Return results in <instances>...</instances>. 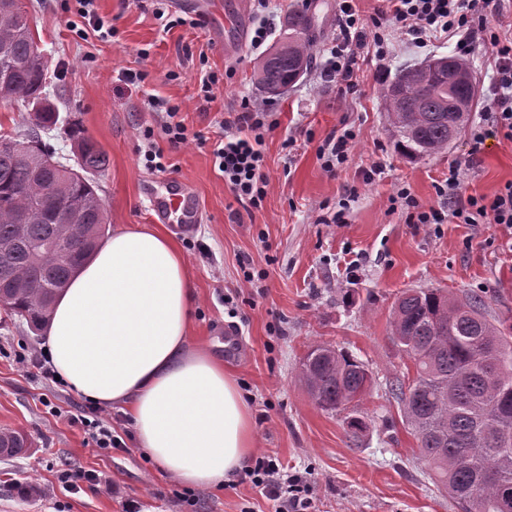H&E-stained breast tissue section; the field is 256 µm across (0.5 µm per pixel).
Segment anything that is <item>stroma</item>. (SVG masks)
<instances>
[{
    "mask_svg": "<svg viewBox=\"0 0 512 512\" xmlns=\"http://www.w3.org/2000/svg\"><path fill=\"white\" fill-rule=\"evenodd\" d=\"M35 40L49 65L50 101L56 128L42 141L63 163L76 165V137L95 141L107 154L96 190L107 210L108 232L131 224L154 225L143 184L190 183L202 205L192 232L163 225L187 261L194 290L192 347L223 360L253 412L257 451L290 470L308 472L316 512H458L455 501L426 477L417 441L388 391L409 361L391 340V311L410 288H444L487 297L488 311L512 318V251L497 224H410L392 198L410 188L424 206L440 207L436 187L454 162H468L464 195H493L512 181V141L488 134L474 148L462 131L447 151L409 161L393 145L374 65H361L355 92L323 84L310 70L283 95L265 94L255 81L261 50L250 45L255 23L273 17L276 42L292 11L314 16L321 57L337 26L336 0H166L167 13L186 25L163 31L154 0H98L115 37L80 38L69 31L66 0H22ZM384 62L388 77L433 56L454 54V41L437 37L417 48L393 39ZM141 81H120L124 71ZM218 78L209 107H202L200 74ZM154 95L180 105L192 131L213 132L215 118L242 98L267 105L279 126L265 136L270 173L261 208L238 203L213 167L211 148L191 141L163 149L166 171L145 168L140 150L145 126L159 119L144 103ZM353 130L347 162L327 175L317 148L330 132ZM293 147H285L287 137ZM380 174H373V167ZM345 221L332 223L337 211ZM232 327L242 352L226 358L217 333ZM44 346L24 319L0 309V428L25 431L31 448L0 458V512H122L127 500L141 512H271V503L250 482L210 489L202 510L190 488L159 470L136 443L128 417L105 409L126 449L95 448L79 419L85 399L70 388L25 373L14 361L18 341ZM329 344L365 363L373 385L360 402L369 428L351 447L342 416L321 411L298 380L308 349ZM93 471L114 494L91 489L72 493L62 470ZM36 492L24 495L19 485Z\"/></svg>",
    "mask_w": 512,
    "mask_h": 512,
    "instance_id": "obj_1",
    "label": "stroma"
}]
</instances>
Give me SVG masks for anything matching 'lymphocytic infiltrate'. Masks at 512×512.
<instances>
[{
	"label": "lymphocytic infiltrate",
	"instance_id": "obj_1",
	"mask_svg": "<svg viewBox=\"0 0 512 512\" xmlns=\"http://www.w3.org/2000/svg\"><path fill=\"white\" fill-rule=\"evenodd\" d=\"M386 11L364 19L353 0H339V23L326 51L319 77L351 90L356 86L359 62L365 58L384 61L390 54L391 31L407 35L410 44L425 47L429 38L442 34L455 39L456 52L469 58L476 47L491 50L495 67L494 82L486 97L485 110L493 127L507 140H512V37H501L487 19L502 14L512 0H387ZM161 118L159 128L145 127L143 162L146 168L163 171L166 165L161 149L153 144L155 130H162L171 148L201 140L202 134L188 130L180 117L179 106L163 99L149 102ZM212 141L214 167L235 199L259 208L270 184L265 169L262 131L274 130L277 122L271 113L241 100L236 112L216 122ZM461 164L448 168V177L439 185V196L447 203L439 208L424 207L403 187L398 197L412 224H482L492 221L512 231V182L492 196H461ZM244 475L254 488L271 501L274 512H313L315 488L311 481L282 471L267 455L257 456Z\"/></svg>",
	"mask_w": 512,
	"mask_h": 512
}]
</instances>
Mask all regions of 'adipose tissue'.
Masks as SVG:
<instances>
[{
	"label": "adipose tissue",
	"mask_w": 512,
	"mask_h": 512,
	"mask_svg": "<svg viewBox=\"0 0 512 512\" xmlns=\"http://www.w3.org/2000/svg\"><path fill=\"white\" fill-rule=\"evenodd\" d=\"M194 292L178 244L117 230L56 298L45 345L78 394L120 405L139 447L183 485L211 489L255 450L250 407L224 365L188 347Z\"/></svg>",
	"instance_id": "1"
}]
</instances>
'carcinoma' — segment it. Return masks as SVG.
Here are the masks:
<instances>
[{
	"mask_svg": "<svg viewBox=\"0 0 512 512\" xmlns=\"http://www.w3.org/2000/svg\"><path fill=\"white\" fill-rule=\"evenodd\" d=\"M316 29L313 16L288 15L287 33L257 65L265 93L280 94L311 68ZM37 48L20 0H0V100L38 106L34 127L0 135V246L11 245L0 257V266L9 269L6 277L0 271V291L9 311L36 333L48 323L57 294L105 237V209L91 175L108 165L97 143L81 138L79 169L41 167L49 150L38 131L52 129L58 117L44 97L47 60ZM454 60V80L437 67L426 73L414 67L383 91L394 147L412 161L447 150L475 101L468 63ZM78 203L83 215L70 253L33 252L28 243L58 236L55 212ZM392 341L414 374L390 381L389 391L416 436L429 479L462 512H512V324L491 317L481 296L417 288L393 308ZM299 378L319 409L347 412V434L358 441L368 424L351 404L372 385L366 365L331 345H317L303 358ZM30 447L24 432L0 430L6 456Z\"/></svg>",
	"mask_w": 512,
	"mask_h": 512,
	"instance_id": "cac0c4a2",
	"label": "carcinoma"
}]
</instances>
